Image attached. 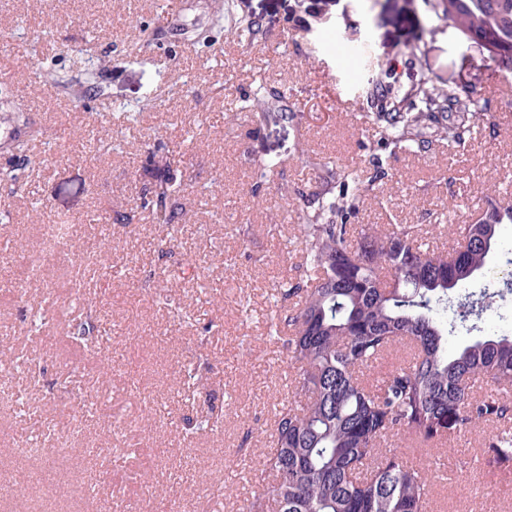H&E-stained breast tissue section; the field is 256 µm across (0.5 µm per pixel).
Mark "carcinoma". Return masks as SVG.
I'll use <instances>...</instances> for the list:
<instances>
[{
  "mask_svg": "<svg viewBox=\"0 0 512 512\" xmlns=\"http://www.w3.org/2000/svg\"><path fill=\"white\" fill-rule=\"evenodd\" d=\"M437 3L465 37L485 42L496 63L512 67V0ZM40 77L76 101L95 92L88 82L67 83L45 70ZM416 97L421 111L389 123L396 147L450 95L422 78ZM42 135L31 128L8 143L18 164L0 170V180L16 191ZM157 168L141 207L175 233L187 183L166 160ZM362 204L360 194L338 203L317 196L312 210L296 211L307 282L278 285L293 305L277 316L271 335L300 365L298 401L275 414L248 512H426L436 475L385 449L389 437L449 442L477 425L512 421L511 400L475 391L479 378L512 387V335L492 332L448 351V326L474 327L500 295L490 260L502 247L501 228L512 224V208L492 205L481 223L456 225L461 245L445 254L420 243L410 227L357 230L346 218ZM478 275L487 278L483 290L448 306V291ZM398 344L409 346V363L370 386L364 370ZM484 455L511 478L512 430L493 432Z\"/></svg>",
  "mask_w": 512,
  "mask_h": 512,
  "instance_id": "cac0c4a2",
  "label": "carcinoma"
}]
</instances>
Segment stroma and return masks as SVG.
Masks as SVG:
<instances>
[{"label":"stroma","instance_id":"35a3bbf8","mask_svg":"<svg viewBox=\"0 0 512 512\" xmlns=\"http://www.w3.org/2000/svg\"><path fill=\"white\" fill-rule=\"evenodd\" d=\"M224 3L219 27L213 0H177L174 23L158 19L155 0H0V55L12 60L0 91L26 87L23 112L48 132L26 191H0L11 216L0 240L16 244L0 249L11 276L0 384L17 397L0 411V512H204L216 489L223 512H246L274 414L295 400L297 366L267 323L278 282L307 279L294 211L305 195L333 200L343 189L323 180L321 163L356 172L369 191L350 223L409 225L441 251L489 202L512 206V69L435 0ZM243 19L258 24L255 39L239 38ZM88 44L110 63L100 95L75 105L35 70L84 81ZM421 78L455 100L394 147L374 90L390 87L396 110L412 112ZM260 84L287 92L263 121L239 107ZM120 104L138 120L114 119ZM460 122L463 142L449 146L442 129ZM92 131L118 132L120 151L87 144ZM62 137L70 152L60 158ZM163 145L189 185L173 239L141 209ZM60 215L75 222L67 267L25 277L23 255ZM39 308L48 321L35 330ZM92 309V330L74 336ZM49 423L81 434L63 453L23 456ZM490 432L475 427L442 448L407 435L389 446L439 471L429 512H512V481L485 463ZM20 472L28 483L17 496Z\"/></svg>","mask_w":512,"mask_h":512}]
</instances>
